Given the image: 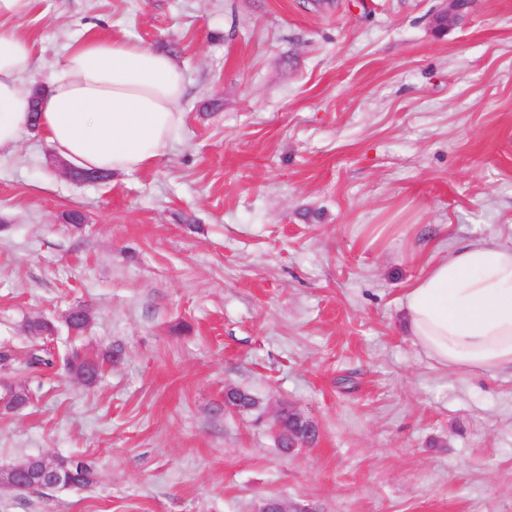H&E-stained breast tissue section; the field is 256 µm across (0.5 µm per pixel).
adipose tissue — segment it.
I'll list each match as a JSON object with an SVG mask.
<instances>
[{"label": "adipose tissue", "instance_id": "ef3b65f1", "mask_svg": "<svg viewBox=\"0 0 512 512\" xmlns=\"http://www.w3.org/2000/svg\"><path fill=\"white\" fill-rule=\"evenodd\" d=\"M33 0H0V152L37 131L72 167L126 174L169 150L186 82L168 53L86 33L66 48L40 99L36 40L15 26ZM416 347L454 372L512 371V245L476 238L427 263L402 301Z\"/></svg>", "mask_w": 512, "mask_h": 512}]
</instances>
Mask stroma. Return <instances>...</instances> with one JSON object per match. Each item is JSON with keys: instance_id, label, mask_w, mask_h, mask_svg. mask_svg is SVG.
I'll return each instance as SVG.
<instances>
[{"instance_id": "35a3bbf8", "label": "stroma", "mask_w": 512, "mask_h": 512, "mask_svg": "<svg viewBox=\"0 0 512 512\" xmlns=\"http://www.w3.org/2000/svg\"><path fill=\"white\" fill-rule=\"evenodd\" d=\"M439 7L35 0L41 75L95 22L174 55L187 91L168 153L102 183L41 135L0 152V345L47 320L56 351L119 352L91 384L0 367L32 396L0 410V469L98 472L0 488V512H512V373L450 372L401 325L436 246L512 244V0L442 35ZM285 405L318 429L289 456ZM49 460V458L43 456L39 464L31 459L6 470L1 469V486L14 490L34 488L50 490L58 488L62 483L69 480L71 473H60ZM3 471H7L6 479L2 477ZM53 460L61 472L65 471L66 466L73 472L75 488H86L96 481L97 473L91 462L82 457H56Z\"/></svg>"}]
</instances>
